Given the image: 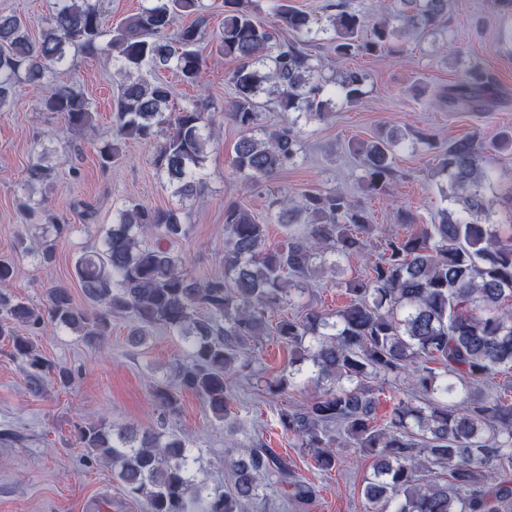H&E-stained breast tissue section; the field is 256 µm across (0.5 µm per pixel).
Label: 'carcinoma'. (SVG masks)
<instances>
[{"instance_id":"cac0c4a2","label":"carcinoma","mask_w":512,"mask_h":512,"mask_svg":"<svg viewBox=\"0 0 512 512\" xmlns=\"http://www.w3.org/2000/svg\"><path fill=\"white\" fill-rule=\"evenodd\" d=\"M269 9L277 19L273 26L255 16L248 0H224V26L213 41L216 52L237 62L227 77L234 95L224 115L242 133L234 172L251 185L296 164L301 119L323 120L335 99L351 104L367 94L364 71L346 67L329 78L309 46L321 43L342 61L399 57L405 52L400 32L422 37L447 26L449 0H394L392 10L372 22L349 0H327L318 15L288 0H271ZM198 10V0H144L140 11L111 30L96 0H55L36 36L27 20L0 14V110L13 103L19 85L38 90L52 81L66 63V49L93 55L108 36L124 81L114 104L115 129L97 148L102 167L120 160L127 140L153 143L154 165L172 196L199 198L217 115L196 99L176 104L167 81L142 75L170 70L183 84L201 88L200 22L168 37L177 17ZM489 89L483 69L469 65L464 79L437 98L474 109ZM269 105L287 114V122L265 126ZM40 106L72 131L96 129L89 100L66 84L55 85ZM416 139L439 160L435 175L445 206L428 224L400 214L401 223L413 225L402 238H385L382 225L371 223L370 213L344 194L305 192L271 202L276 223L288 227L284 243L271 250L266 225L232 204L224 209V276L198 281L169 247L186 233L181 209L130 200L103 247L75 261L89 312L62 283L50 284L41 306L12 298L5 289L15 264L0 260V310L6 315L0 343L26 365L32 391L50 371L67 385L71 372L53 369L31 337L53 325L96 345L110 335L112 315L128 313L136 344L156 328L189 342V360L176 368L179 386L222 421L234 401L228 372L247 368L245 346L272 331L294 348L289 378L321 389L307 403L282 410V428L300 447L314 449L323 471L336 467V448H357L373 459L363 512H512V394L486 389L493 376L512 372V224L492 219L494 173L476 135L440 143L422 131ZM402 143L388 131L357 145L359 180L368 195L382 193L394 177ZM27 176L49 186L52 167L39 156ZM293 224L304 229L297 232ZM53 229L54 237L41 244L45 264L67 231L64 224ZM371 239L385 241L383 253L367 277L345 282V307L324 313L308 305L295 317L270 322L269 313L304 290L311 275L350 261ZM402 376L409 392L388 422L374 424L376 395ZM154 397L168 415L178 412L176 392L158 386ZM78 439L112 467L130 497L146 501L149 512H189L194 503L205 504V512H242L268 476L288 481L285 464L261 444L232 461L233 488L221 492L193 481L191 450L174 434L152 429L116 435L99 419L78 427Z\"/></svg>"}]
</instances>
